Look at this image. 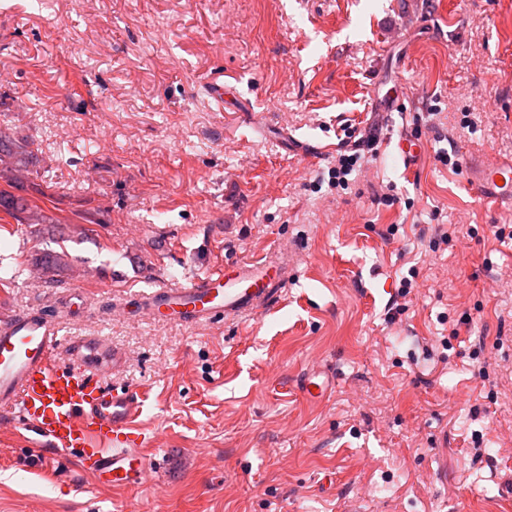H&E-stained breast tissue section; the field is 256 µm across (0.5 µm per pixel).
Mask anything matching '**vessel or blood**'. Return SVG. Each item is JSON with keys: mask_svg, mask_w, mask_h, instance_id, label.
I'll return each instance as SVG.
<instances>
[{"mask_svg": "<svg viewBox=\"0 0 512 512\" xmlns=\"http://www.w3.org/2000/svg\"><path fill=\"white\" fill-rule=\"evenodd\" d=\"M469 184L477 195L512 202V160L472 165ZM287 255L252 263H225L222 271L187 286L160 288L143 296L147 316L205 325L221 318L237 322L270 311L288 282ZM65 348L68 364L55 358ZM119 357L96 336H64L56 320L37 312L0 319V409L17 431L36 435L46 451L41 466L56 472L70 455L90 461L99 484H142L150 470L138 448L132 423L139 396L129 387L104 383ZM334 377L318 369L299 389L317 402L330 392Z\"/></svg>", "mask_w": 512, "mask_h": 512, "instance_id": "b4317fda", "label": "vessel or blood"}]
</instances>
